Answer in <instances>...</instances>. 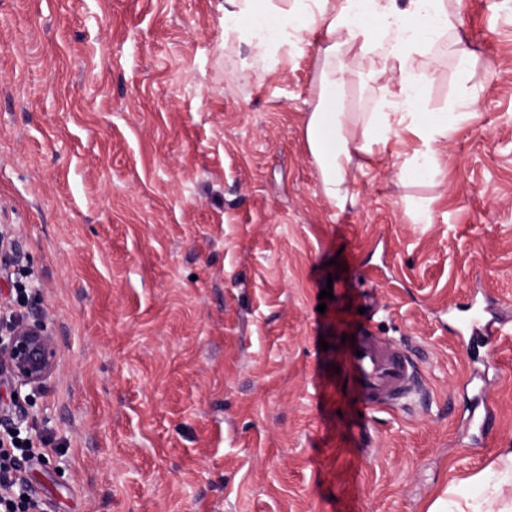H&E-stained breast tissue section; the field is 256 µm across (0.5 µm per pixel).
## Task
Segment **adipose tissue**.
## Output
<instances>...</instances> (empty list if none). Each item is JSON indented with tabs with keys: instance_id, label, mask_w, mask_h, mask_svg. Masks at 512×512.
Returning <instances> with one entry per match:
<instances>
[{
	"instance_id": "obj_1",
	"label": "adipose tissue",
	"mask_w": 512,
	"mask_h": 512,
	"mask_svg": "<svg viewBox=\"0 0 512 512\" xmlns=\"http://www.w3.org/2000/svg\"><path fill=\"white\" fill-rule=\"evenodd\" d=\"M463 0H224V42L256 51L258 71L278 65L305 36L316 35L324 67L304 137L322 191L335 205L348 196L355 157L387 153L411 135L418 143L400 165L421 181L440 172L439 157L459 124L475 121L474 55L459 34ZM446 44L457 75L445 111L426 109L434 80L422 59ZM378 85L377 109L350 111L352 82Z\"/></svg>"
}]
</instances>
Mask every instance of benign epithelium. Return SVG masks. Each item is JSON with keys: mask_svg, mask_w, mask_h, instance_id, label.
<instances>
[{"mask_svg": "<svg viewBox=\"0 0 512 512\" xmlns=\"http://www.w3.org/2000/svg\"><path fill=\"white\" fill-rule=\"evenodd\" d=\"M58 370V344L46 317L37 310L0 318V382L16 400L25 390L43 388Z\"/></svg>", "mask_w": 512, "mask_h": 512, "instance_id": "obj_1", "label": "benign epithelium"}]
</instances>
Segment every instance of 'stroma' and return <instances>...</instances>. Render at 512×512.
<instances>
[{"mask_svg":"<svg viewBox=\"0 0 512 512\" xmlns=\"http://www.w3.org/2000/svg\"><path fill=\"white\" fill-rule=\"evenodd\" d=\"M477 121L431 184L377 155L352 202L322 194L304 137L321 68L300 43L253 75L223 0H0V310L35 308L59 344L14 401L49 464L45 512H450L512 448V0H466ZM426 106L456 87L437 50ZM430 202L413 223L410 199ZM333 298L320 302L323 289ZM499 300L493 409L467 425L466 350L448 308ZM377 313H363L366 298ZM325 312H318V305ZM423 380L365 412L344 370L366 322Z\"/></svg>","mask_w":512,"mask_h":512,"instance_id":"35a3bbf8","label":"stroma"}]
</instances>
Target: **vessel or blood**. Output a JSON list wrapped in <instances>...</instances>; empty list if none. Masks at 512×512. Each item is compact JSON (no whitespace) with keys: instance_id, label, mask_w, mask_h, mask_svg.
Returning a JSON list of instances; mask_svg holds the SVG:
<instances>
[{"instance_id":"vessel-or-blood-1","label":"vessel or blood","mask_w":512,"mask_h":512,"mask_svg":"<svg viewBox=\"0 0 512 512\" xmlns=\"http://www.w3.org/2000/svg\"><path fill=\"white\" fill-rule=\"evenodd\" d=\"M499 323L487 304L471 299L466 315L459 320L456 336L467 352L489 350ZM346 365L360 399L373 411H393L406 406L419 386V374L408 351L373 328L364 329L346 356Z\"/></svg>"}]
</instances>
